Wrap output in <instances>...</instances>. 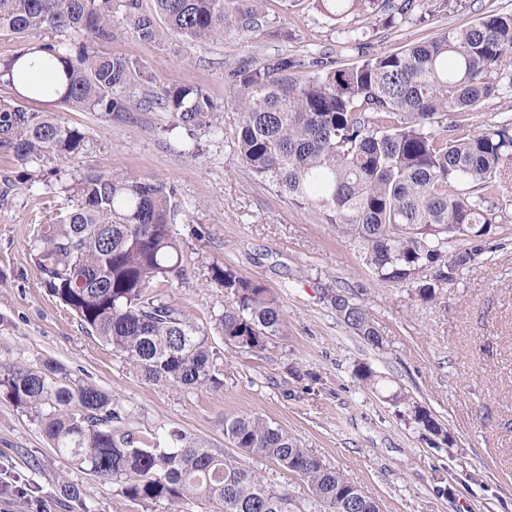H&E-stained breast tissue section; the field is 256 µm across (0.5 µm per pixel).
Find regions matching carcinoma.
<instances>
[{"label":"carcinoma","instance_id":"carcinoma-1","mask_svg":"<svg viewBox=\"0 0 512 512\" xmlns=\"http://www.w3.org/2000/svg\"><path fill=\"white\" fill-rule=\"evenodd\" d=\"M154 2L156 12L147 14L138 0H0V34L72 35L66 45L37 46L52 85L18 97L108 114L157 107L186 127L216 129V105L203 88L172 84L138 96L132 78L139 63L91 45L112 35L120 20L153 43L171 34L195 42L261 34L263 0ZM317 2L325 16L339 20L367 14L379 0ZM385 2L391 24L422 6L420 0ZM28 51L0 60V85L15 89L25 82ZM511 53L512 14H490L354 66L329 53L240 61L225 72L240 108L233 148L279 196L332 226L378 281L414 288L419 300L431 302L484 253L493 227L512 216V117L460 131L467 114L501 82H512V73L500 68ZM85 147V133L54 112L0 100V155L23 169L22 178L34 160L70 159ZM63 191L76 199L74 208L39 225L29 248L45 287L144 380L187 390L223 386V356L208 330L151 292L183 277V245L171 229L174 186L135 173L90 171ZM211 281L234 300L213 318L225 344L255 353L281 333L283 310L261 282L227 265L214 266ZM324 298L365 344L383 346L362 292L330 286ZM357 374L368 389L387 391L407 406L421 430L452 443L428 408L390 389L373 368L363 364ZM1 398L33 417L59 457L140 504L163 501L176 512L185 501L202 499L212 512H378L374 498L258 414L224 416V439L239 450L229 455L179 430L126 428L119 400L93 383L55 376L51 365L0 364ZM251 456L296 475L308 490L309 509L246 464Z\"/></svg>","mask_w":512,"mask_h":512}]
</instances>
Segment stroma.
<instances>
[{
    "mask_svg": "<svg viewBox=\"0 0 512 512\" xmlns=\"http://www.w3.org/2000/svg\"><path fill=\"white\" fill-rule=\"evenodd\" d=\"M262 11L267 24L257 37L154 44L125 25L93 45L140 63L138 92L167 82L205 89L220 116L216 130L186 131L156 107L112 115L64 108L62 121L86 135L82 154L31 163L24 183L15 163L0 157V362L35 368L55 361L71 380L119 399L128 427H175L222 452L231 449L225 415L265 416L375 498L381 512H512V221L494 229L484 253L434 302L377 281L330 225L288 204L243 165L231 144L237 102L224 78L229 65L277 53L327 52L351 66L485 14H512V0H425L423 12L393 26L382 11L330 20L317 0H264ZM358 27L366 31L363 48L346 47ZM90 170L174 186L172 231L187 258L184 279L168 294L199 325L209 326L211 315L232 303L211 284L213 266L231 265L276 297L286 326L264 350L240 352L213 336L224 355L220 389L144 381L44 287L29 243L38 224L73 205L69 194L49 192L47 183L71 184ZM332 285L364 289L382 349L366 346L337 320L322 297ZM363 363L430 408L452 444L430 440L403 406L368 390L356 374ZM0 469L7 480L32 488L25 496L1 491L0 512H80L60 490L65 479L78 485L94 512L170 510L164 502L134 503L70 468L31 417L3 400Z\"/></svg>",
    "mask_w": 512,
    "mask_h": 512,
    "instance_id": "1",
    "label": "stroma"
}]
</instances>
